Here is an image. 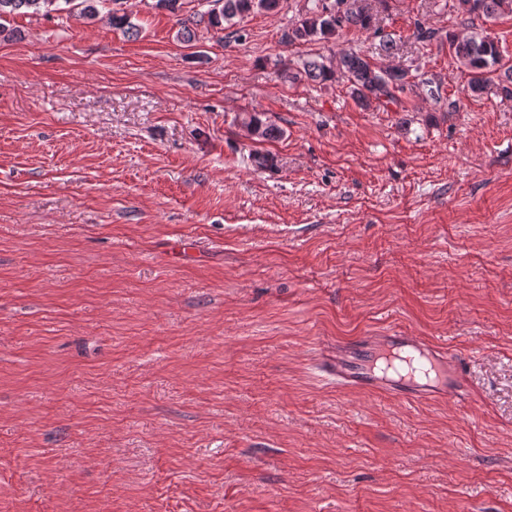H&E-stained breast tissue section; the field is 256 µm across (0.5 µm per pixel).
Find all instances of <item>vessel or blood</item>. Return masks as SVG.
<instances>
[{
    "instance_id": "b4317fda",
    "label": "vessel or blood",
    "mask_w": 512,
    "mask_h": 512,
    "mask_svg": "<svg viewBox=\"0 0 512 512\" xmlns=\"http://www.w3.org/2000/svg\"><path fill=\"white\" fill-rule=\"evenodd\" d=\"M316 367L340 387L412 402L444 400L451 395L462 403L474 400L458 356L405 331L359 336L336 347L324 344Z\"/></svg>"
}]
</instances>
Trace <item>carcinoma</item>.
Returning <instances> with one entry per match:
<instances>
[{
	"label": "carcinoma",
	"mask_w": 512,
	"mask_h": 512,
	"mask_svg": "<svg viewBox=\"0 0 512 512\" xmlns=\"http://www.w3.org/2000/svg\"><path fill=\"white\" fill-rule=\"evenodd\" d=\"M77 3L80 13L94 19L100 0H0V19L17 13L48 15L59 10V2ZM215 7L205 12L211 28L222 31L237 25L245 17L259 11H274L280 0H212ZM457 13L469 17L495 20L512 14V0H453ZM345 28L369 31L374 18L362 0H308L307 11L300 20L288 28V43L328 41ZM453 57L466 67L471 78L468 88L475 95L494 88L505 98H512V66L503 67L498 41L484 30L473 31L457 40L448 35ZM290 81L305 78L315 83L343 81L347 83L355 103L362 109L386 105L397 101L396 93L413 85L409 72L403 69L381 67L356 52H343L336 65L331 66L318 58L302 61L298 69L284 70ZM247 127L265 140L281 136L278 127L264 121L253 112L245 118Z\"/></svg>",
	"instance_id": "cac0c4a2"
}]
</instances>
